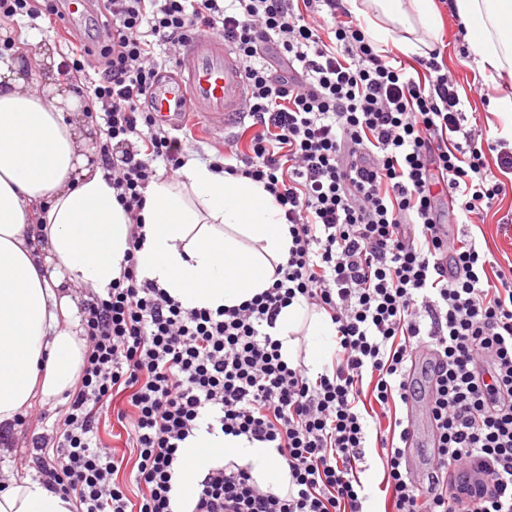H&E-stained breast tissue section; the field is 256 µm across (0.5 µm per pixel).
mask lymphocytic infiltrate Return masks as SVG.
Returning a JSON list of instances; mask_svg holds the SVG:
<instances>
[{
  "mask_svg": "<svg viewBox=\"0 0 512 512\" xmlns=\"http://www.w3.org/2000/svg\"><path fill=\"white\" fill-rule=\"evenodd\" d=\"M92 12L109 39L70 30L61 72L88 111L108 114L101 164L123 208L136 219L145 206L147 157L182 166L184 142L148 110L149 89L179 68L190 38L218 31L242 63L251 138L244 152L225 138L237 162L215 168L264 183L292 246L262 294L186 309L138 280L134 233L122 279L83 311V372L55 448L37 459L43 481L76 512H174L178 448L207 416L276 448L292 490L212 468L192 512H364L369 445L384 512H512V264L475 238H449L435 216L443 191L457 223H480L512 174V149L466 128L443 64L430 58L416 77L342 0H93ZM158 44L175 50L166 63ZM297 297L336 326L333 369L314 379L261 330ZM422 350L440 373L425 406L435 461L417 478L397 406L416 394L406 372ZM106 413L136 454L138 501L117 480L124 458L98 438Z\"/></svg>",
  "mask_w": 512,
  "mask_h": 512,
  "instance_id": "1",
  "label": "lymphocytic infiltrate"
}]
</instances>
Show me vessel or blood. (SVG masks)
Segmentation results:
<instances>
[{"instance_id":"b4317fda","label":"vessel or blood","mask_w":512,"mask_h":512,"mask_svg":"<svg viewBox=\"0 0 512 512\" xmlns=\"http://www.w3.org/2000/svg\"><path fill=\"white\" fill-rule=\"evenodd\" d=\"M178 73L157 79L148 104L157 121L182 127L195 117L207 132H221L242 110L246 85L242 66L224 40L201 36L190 41Z\"/></svg>"}]
</instances>
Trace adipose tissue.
Masks as SVG:
<instances>
[{
	"mask_svg": "<svg viewBox=\"0 0 512 512\" xmlns=\"http://www.w3.org/2000/svg\"><path fill=\"white\" fill-rule=\"evenodd\" d=\"M380 45L406 55L436 51L435 0H347ZM469 24L466 50L487 82L512 75V0H448ZM55 56L27 62L0 57V427L34 400L50 402L76 386L86 340L71 287L86 299L106 296L126 265L133 221L116 200L112 175L88 157L90 129L75 100L58 87L37 92L22 68L59 67ZM145 243L139 279L163 288L188 309L232 308L266 291L286 263L292 238L284 210L263 183L188 163L180 179L146 190ZM281 355H305L310 374L336 347V327L297 299L269 330ZM180 512H192L208 469L235 461L256 483L288 492L289 469L276 449L246 437L197 431L179 450ZM0 512H75L73 500L41 479L0 475Z\"/></svg>",
	"mask_w": 512,
	"mask_h": 512,
	"instance_id": "adipose-tissue-1",
	"label": "adipose tissue"
}]
</instances>
